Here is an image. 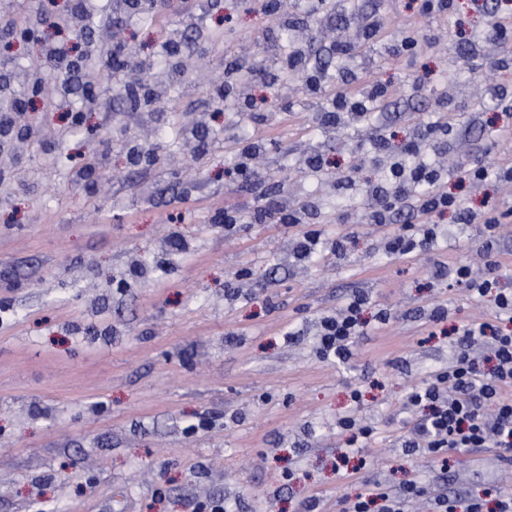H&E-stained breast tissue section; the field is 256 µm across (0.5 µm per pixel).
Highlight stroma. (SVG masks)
<instances>
[{"instance_id": "35a3bbf8", "label": "stroma", "mask_w": 512, "mask_h": 512, "mask_svg": "<svg viewBox=\"0 0 512 512\" xmlns=\"http://www.w3.org/2000/svg\"><path fill=\"white\" fill-rule=\"evenodd\" d=\"M417 0H365L381 31L348 29L356 55L339 60L317 0L289 9L312 66L370 81L390 96L364 123L324 126L332 91L283 83L269 43L286 47L267 0H214L197 17L169 0L133 20L95 0L86 37L117 28L153 60L171 31L188 52L205 49L209 77L172 86L144 120L115 82L95 107L69 95L28 103L26 148L8 155L22 183L0 181V512H196L221 499L231 512H340L373 482H419L466 508L512 492V469L493 447L459 456L441 473L424 451L407 452L418 411L412 386L446 366L457 328L488 318L481 301L436 277L434 265L472 263L480 227L435 217L437 237L412 260L391 259L383 229L363 205L366 188L390 191L380 165L361 164L375 136L386 152L449 122L428 155L448 160L450 193L478 210L512 196L488 179L458 182L461 169L503 157L512 128V67L485 36L496 0H455L448 16ZM415 47L392 58L408 33ZM262 60L268 76L248 87L253 109L216 99L228 63ZM496 86L482 87L484 75ZM198 124L199 152L183 129ZM160 140L157 163L131 164L130 140ZM108 140L104 168L89 162ZM264 142L254 179L240 154ZM306 211L319 233L310 255L295 249L299 225L281 219L280 197ZM241 222L225 230L220 217ZM356 291L364 331L339 364L317 355L322 317ZM448 309L444 333L426 318ZM392 319L377 324L380 310ZM372 426L370 446H350L346 415Z\"/></svg>"}]
</instances>
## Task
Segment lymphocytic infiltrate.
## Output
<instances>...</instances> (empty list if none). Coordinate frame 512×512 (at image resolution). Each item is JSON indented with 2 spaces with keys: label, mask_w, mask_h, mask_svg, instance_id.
<instances>
[{
  "label": "lymphocytic infiltrate",
  "mask_w": 512,
  "mask_h": 512,
  "mask_svg": "<svg viewBox=\"0 0 512 512\" xmlns=\"http://www.w3.org/2000/svg\"><path fill=\"white\" fill-rule=\"evenodd\" d=\"M120 61L127 62L133 75L127 83L130 95L161 98L160 83L144 63L130 60L122 39L116 37L96 45L89 53V63L98 77L111 73ZM332 86L337 109L351 110L357 121L362 120L367 106L379 104L389 93L388 88L369 82L356 84L342 79ZM426 144L423 137L409 144V153L418 157L412 166L398 157L381 158L376 152L366 156L370 162L386 161L393 185L391 194L386 196L367 191L373 222L388 223L395 205L411 200L416 203L419 217L418 223L402 225L386 238V252L397 259L409 258L433 241L432 218L446 211L457 212L464 223L482 225V247L493 251L503 211L496 205L480 213L463 209L461 201L442 188L444 169L421 159ZM453 276L472 298L493 296L495 313L462 327V347L454 353L448 368L437 371L430 382L411 388L407 402L421 412L413 445L424 448L443 472L448 469L452 452L488 446L497 448L500 461L511 465L512 397H506L505 391L512 388V290L500 287L492 270L477 273L470 266L461 265L454 269ZM364 303V296H353L336 314L321 319L318 350L323 361L347 359L353 339L363 326ZM424 495V488L415 483L395 491L380 487L346 500L343 512H408L409 503Z\"/></svg>",
  "instance_id": "f902f5d3"
}]
</instances>
